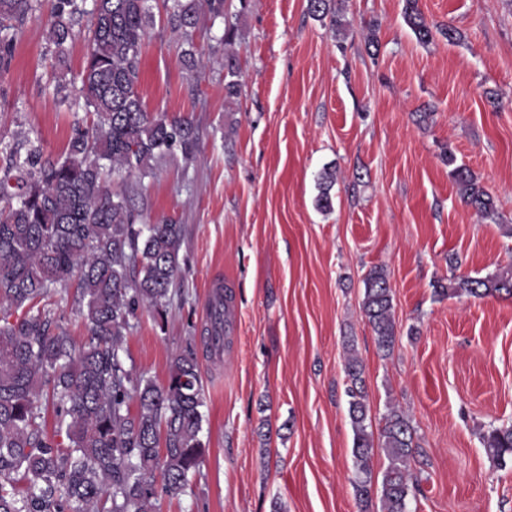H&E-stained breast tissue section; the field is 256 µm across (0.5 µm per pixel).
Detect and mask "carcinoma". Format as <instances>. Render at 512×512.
I'll return each mask as SVG.
<instances>
[{
  "label": "carcinoma",
  "mask_w": 512,
  "mask_h": 512,
  "mask_svg": "<svg viewBox=\"0 0 512 512\" xmlns=\"http://www.w3.org/2000/svg\"><path fill=\"white\" fill-rule=\"evenodd\" d=\"M51 0L46 39L65 55L81 16L91 36L78 87L92 116L76 124L65 153L43 157L40 147L22 161L0 167V512H158L162 496L184 491L199 467L204 444L203 388L195 354L171 362L158 386L126 364L124 344L132 320L144 310L165 320L180 275L183 226L170 221L139 224L130 194L154 165L177 152L194 158L192 121L145 110L138 92L139 61L152 14L148 0ZM419 0H404L403 17L421 44L440 35L461 39L450 25L430 23ZM168 23L181 32L180 59L188 70L203 64L193 41L201 19H221L216 43L224 57V91L241 93L234 45L239 36L225 0H164ZM35 0H0V74L11 68L15 37L32 17ZM307 13L343 30L336 0H307ZM464 203L498 223L492 195L473 171L442 155ZM336 173L317 180V209L332 208ZM75 279L79 313L88 331L78 343L47 307L53 288ZM439 299L512 298V265L485 277L437 282ZM362 311L378 348L390 354L396 341L393 297L384 270L364 280ZM212 345H223L224 295L215 294ZM344 372L354 431L353 486L362 503L372 493L373 433L368 431L362 361L348 349ZM136 409H131V401ZM51 404L48 433L42 402ZM387 465L381 482L382 512H408L417 487L410 468L415 454L408 418L395 408L383 416ZM65 435L67 443L57 441ZM488 456L500 468L512 463V425L483 435Z\"/></svg>",
  "instance_id": "carcinoma-1"
}]
</instances>
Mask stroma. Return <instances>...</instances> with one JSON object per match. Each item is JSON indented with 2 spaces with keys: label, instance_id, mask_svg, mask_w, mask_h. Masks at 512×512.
Segmentation results:
<instances>
[{
  "label": "stroma",
  "instance_id": "obj_1",
  "mask_svg": "<svg viewBox=\"0 0 512 512\" xmlns=\"http://www.w3.org/2000/svg\"><path fill=\"white\" fill-rule=\"evenodd\" d=\"M227 3L241 34L234 101L212 52L223 23L194 31L211 57L194 74L154 0L140 56L146 110L189 117L199 141L192 161H161L132 198L140 223L170 220L184 232L167 319L139 314L128 363L162 385L173 357L193 350L204 392L200 466L159 512H380L376 499L361 509L352 484L351 347L373 434L391 405L415 430L409 512H512V468L482 444L490 427L512 424V299L433 297L436 281L512 263L500 229L512 225V0H419L428 21L461 33L454 45L418 43L403 0H343L340 39L306 0H251L244 12ZM49 11L40 0L0 75V166L30 143L61 156L85 117L76 89L89 22L61 64L46 41ZM446 147L494 196L500 224L462 201ZM327 167L336 184L323 212L314 198ZM375 268L393 296L388 355L361 307ZM219 286L232 298L215 350L209 300Z\"/></svg>",
  "mask_w": 512,
  "mask_h": 512
}]
</instances>
